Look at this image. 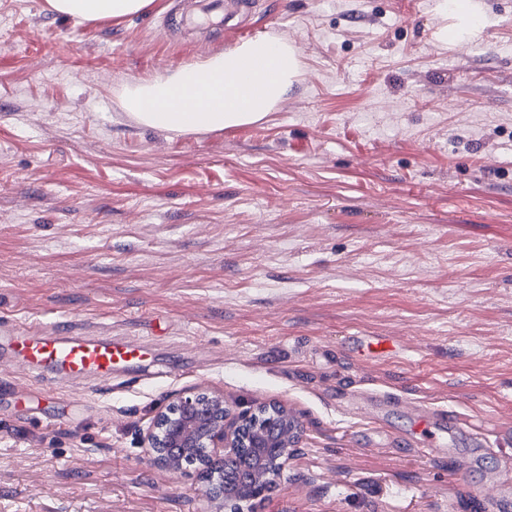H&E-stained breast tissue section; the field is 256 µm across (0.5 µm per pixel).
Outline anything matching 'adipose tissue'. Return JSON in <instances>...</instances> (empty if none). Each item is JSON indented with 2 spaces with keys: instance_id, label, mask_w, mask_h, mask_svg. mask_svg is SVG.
<instances>
[{
  "instance_id": "ef3b65f1",
  "label": "adipose tissue",
  "mask_w": 512,
  "mask_h": 512,
  "mask_svg": "<svg viewBox=\"0 0 512 512\" xmlns=\"http://www.w3.org/2000/svg\"><path fill=\"white\" fill-rule=\"evenodd\" d=\"M50 8L81 22L122 19L152 0H47ZM452 23L438 37L457 43L480 26L476 0H439ZM301 71L296 50L257 38L201 62H187L149 79L133 81L124 107L143 126L176 134H200L260 122L286 95Z\"/></svg>"
}]
</instances>
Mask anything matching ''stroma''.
<instances>
[{
    "instance_id": "stroma-1",
    "label": "stroma",
    "mask_w": 512,
    "mask_h": 512,
    "mask_svg": "<svg viewBox=\"0 0 512 512\" xmlns=\"http://www.w3.org/2000/svg\"><path fill=\"white\" fill-rule=\"evenodd\" d=\"M437 2L253 0L238 26L300 76L260 122L175 135L125 85L234 30L182 27L189 0H0V322L150 346L108 383L0 371V512H203L202 470L144 443L189 388L299 419L249 512H485L512 485V0L463 45ZM153 0H47L50 8L80 22L122 19L143 12Z\"/></svg>"
}]
</instances>
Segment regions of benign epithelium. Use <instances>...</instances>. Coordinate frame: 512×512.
Instances as JSON below:
<instances>
[{"label":"benign epithelium","instance_id":"7a95c632","mask_svg":"<svg viewBox=\"0 0 512 512\" xmlns=\"http://www.w3.org/2000/svg\"><path fill=\"white\" fill-rule=\"evenodd\" d=\"M301 425L287 406L261 403L233 411L220 392L190 390L156 415L145 441L152 462L170 472L197 464L205 473V512H243V504L264 495L297 446ZM253 449L250 477L223 482L212 463Z\"/></svg>","mask_w":512,"mask_h":512}]
</instances>
